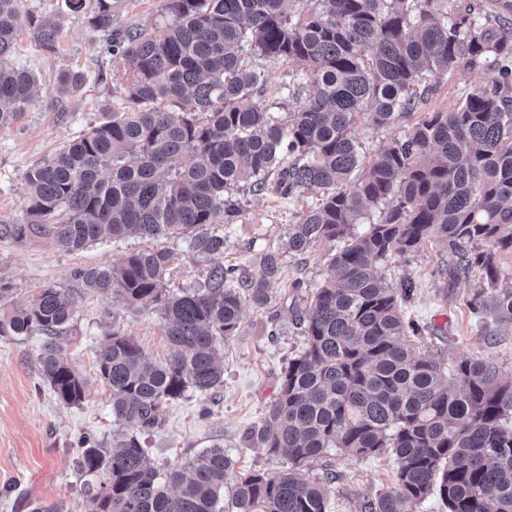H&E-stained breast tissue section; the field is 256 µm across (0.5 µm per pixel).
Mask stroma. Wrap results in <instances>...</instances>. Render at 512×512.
<instances>
[{"label":"stroma","instance_id":"obj_1","mask_svg":"<svg viewBox=\"0 0 512 512\" xmlns=\"http://www.w3.org/2000/svg\"><path fill=\"white\" fill-rule=\"evenodd\" d=\"M57 4L58 0H23L25 11L57 19L61 26L57 53L40 51L24 30L9 59L11 65L33 71L46 86L25 112L0 130V219L12 224L29 221L27 170L61 150L83 129L104 121L106 113L123 102L128 86V64L109 62L100 34L85 17L57 15ZM160 6L161 0H112V25L161 27ZM66 72L82 73L85 84L75 94L55 95L57 78ZM486 77L482 70L449 73L422 104V111L448 110L461 91ZM232 198L241 212L219 258L227 266L258 263L266 241L285 243L289 224L316 202L310 194L259 201L242 189ZM162 245L175 258L166 276L171 289L201 287L208 261L192 257L180 238L165 239ZM142 246L141 238L130 236L66 252L40 235L21 241L0 238V276L13 284V301L33 300L48 285L74 296L77 314L63 341L64 354L85 383L82 402L63 404L42 374L41 337L0 336V512H29L36 501L62 503L66 512H88L76 468L80 450L88 444L111 446L113 435L126 430L113 417L110 391L97 372L95 351L100 340L111 331H121L139 344L151 363L166 359L171 349L159 312L116 294L85 293L74 273L84 267L119 264ZM328 254L329 247L323 244L302 255H284L281 282L270 305L262 310L245 308L236 335L222 347L221 387L204 394L187 391L171 402L162 426L139 435L154 467L168 470L218 445L234 460L236 473L276 474L286 469L282 456L253 445L246 433L261 422L283 369L305 345L293 311L307 294L293 292L291 284L297 279L312 286L320 282ZM379 271L390 280L408 275L416 281L406 313L424 329L421 348L448 364L492 358L512 375V324L499 328L494 336L478 335L468 307L473 294L486 287L480 274L453 278L448 251L437 244L393 256L380 263ZM328 471L334 479L328 485L326 512H359L364 498L391 488L395 463L388 454L351 458L333 452L307 474L320 478Z\"/></svg>","mask_w":512,"mask_h":512}]
</instances>
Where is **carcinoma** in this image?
Segmentation results:
<instances>
[{"label":"carcinoma","instance_id":"cac0c4a2","mask_svg":"<svg viewBox=\"0 0 512 512\" xmlns=\"http://www.w3.org/2000/svg\"><path fill=\"white\" fill-rule=\"evenodd\" d=\"M162 0L164 29L112 30V0H59L57 13L83 15L105 37L112 61L132 69L126 98L107 120L80 132L26 175L29 221L0 219V238H51L68 252L130 234L154 243L117 266L75 272L87 293L118 294L160 312L173 354L145 362L140 346L114 330L96 353L112 416L139 433L159 427L170 401L220 387L219 344L236 335L242 311L265 308L283 261L269 246L258 266L217 264L203 286L174 292L166 281L182 238L191 254H224V225L239 209L231 193L263 198L312 192L319 203L288 225V251L339 244L309 305L296 315L305 336L278 392L247 440L283 456L278 474L236 477V512H326L327 488L302 470L334 449L345 456L389 453L390 490L360 512H413L439 497L444 512H512V376L483 358L446 367L417 346L420 329L403 306L416 282L390 283L377 264L427 242L448 249L455 277L479 268L491 300L469 301L477 330L490 310L512 324V288H498L512 258V0ZM29 28L54 53L60 26L0 0V128L39 94L32 72L6 64ZM286 61L312 84L288 93L285 116L265 101L255 57ZM490 73L447 111L416 113L432 87L458 69ZM75 72L56 91L74 93ZM413 119L366 162L358 124ZM379 216L365 231L368 209ZM77 304L53 286L12 304L0 335L44 336L43 376L66 405L84 399V381L63 356L60 337ZM235 463L216 446L161 474L136 436L82 450L90 512H220Z\"/></svg>","mask_w":512,"mask_h":512}]
</instances>
